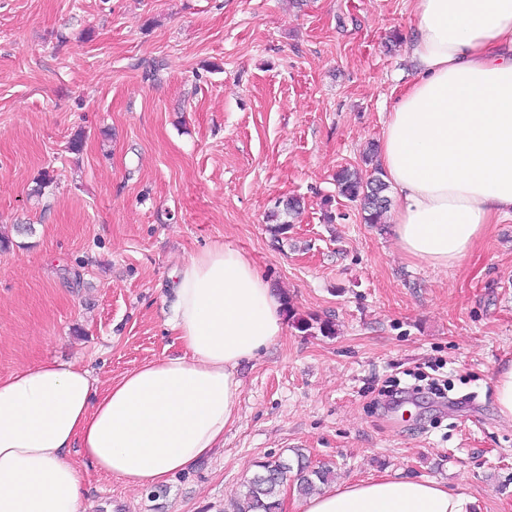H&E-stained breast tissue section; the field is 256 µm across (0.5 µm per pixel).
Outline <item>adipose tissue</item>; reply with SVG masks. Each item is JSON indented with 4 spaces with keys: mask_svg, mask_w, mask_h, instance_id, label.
<instances>
[{
    "mask_svg": "<svg viewBox=\"0 0 512 512\" xmlns=\"http://www.w3.org/2000/svg\"><path fill=\"white\" fill-rule=\"evenodd\" d=\"M416 61L380 141L408 257L460 262L487 225L512 217V0H412ZM283 303L253 262L215 244L175 274L167 325L181 346L100 388L46 359L0 376V512H84L79 448L131 489L167 482L224 443L238 367L279 340ZM301 512H479L439 483L383 475L307 498Z\"/></svg>",
    "mask_w": 512,
    "mask_h": 512,
    "instance_id": "1",
    "label": "adipose tissue"
}]
</instances>
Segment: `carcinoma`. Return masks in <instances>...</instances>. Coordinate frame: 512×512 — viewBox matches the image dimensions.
<instances>
[{"label": "carcinoma", "mask_w": 512, "mask_h": 512, "mask_svg": "<svg viewBox=\"0 0 512 512\" xmlns=\"http://www.w3.org/2000/svg\"><path fill=\"white\" fill-rule=\"evenodd\" d=\"M336 185L340 196L359 203L364 223H382L389 206L383 179L365 181L357 171L346 167L336 175ZM331 475L328 467L309 468L301 454L294 465L280 457L267 460L259 464V471L246 482L243 498L236 503L234 512H283L280 492L285 483L291 480L300 494L309 495L327 484Z\"/></svg>", "instance_id": "cac0c4a2"}]
</instances>
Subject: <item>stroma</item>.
Segmentation results:
<instances>
[{
  "label": "stroma",
  "mask_w": 512,
  "mask_h": 512,
  "mask_svg": "<svg viewBox=\"0 0 512 512\" xmlns=\"http://www.w3.org/2000/svg\"><path fill=\"white\" fill-rule=\"evenodd\" d=\"M412 25L411 0H0V376L55 357L106 385L178 354L169 275L215 243L291 309L240 369L222 448L141 491L88 474L85 512H223L259 462L299 452L337 484L397 474L512 512L493 394L512 219L437 268L334 181L372 175L362 153L415 75ZM291 196L305 209L273 237ZM315 317L335 335L299 328Z\"/></svg>",
  "instance_id": "stroma-1"
}]
</instances>
